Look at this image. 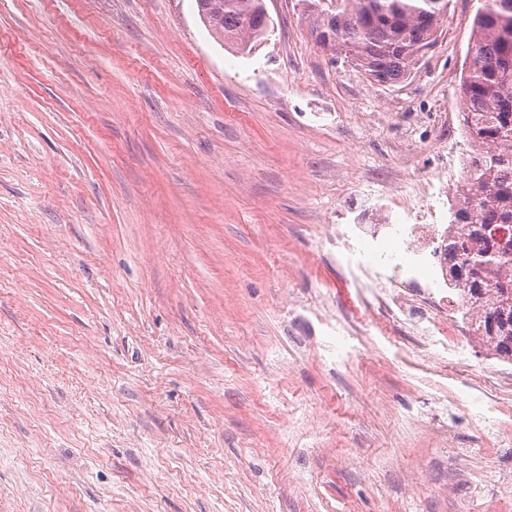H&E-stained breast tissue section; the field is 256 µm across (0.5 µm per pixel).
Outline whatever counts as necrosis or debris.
Returning <instances> with one entry per match:
<instances>
[{
	"label": "necrosis or debris",
	"instance_id": "1",
	"mask_svg": "<svg viewBox=\"0 0 512 512\" xmlns=\"http://www.w3.org/2000/svg\"><path fill=\"white\" fill-rule=\"evenodd\" d=\"M454 158L445 168L415 191L414 196L390 195L378 207L374 224H337L327 231L337 261L361 276L375 302L356 317L355 328L362 329L382 320L390 324L407 320L411 307L406 287L420 289L433 305L425 310L417 326L428 336L438 358L464 367L475 336L471 324H458L454 309L466 299L448 291L449 225L436 223L438 212L447 209L448 193L454 190Z\"/></svg>",
	"mask_w": 512,
	"mask_h": 512
}]
</instances>
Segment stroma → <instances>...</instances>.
Returning a JSON list of instances; mask_svg holds the SVG:
<instances>
[{
	"instance_id": "obj_1",
	"label": "stroma",
	"mask_w": 512,
	"mask_h": 512,
	"mask_svg": "<svg viewBox=\"0 0 512 512\" xmlns=\"http://www.w3.org/2000/svg\"><path fill=\"white\" fill-rule=\"evenodd\" d=\"M238 52L196 0H0V512H512V400L364 308L328 258L361 184L466 159L478 0L399 84L264 0Z\"/></svg>"
}]
</instances>
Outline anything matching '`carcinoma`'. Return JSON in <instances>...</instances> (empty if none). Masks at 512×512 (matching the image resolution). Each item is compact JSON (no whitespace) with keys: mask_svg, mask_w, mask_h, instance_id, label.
Returning <instances> with one entry per match:
<instances>
[{"mask_svg":"<svg viewBox=\"0 0 512 512\" xmlns=\"http://www.w3.org/2000/svg\"><path fill=\"white\" fill-rule=\"evenodd\" d=\"M472 22L474 60L462 74L460 99L469 141L477 148L454 202L448 235L453 287L470 300L475 331L512 360V0H478ZM211 33L240 51L270 32L264 0H197ZM449 0H309L303 17L317 46L347 59L368 79L397 84L433 47Z\"/></svg>","mask_w":512,"mask_h":512,"instance_id":"carcinoma-1","label":"carcinoma"}]
</instances>
